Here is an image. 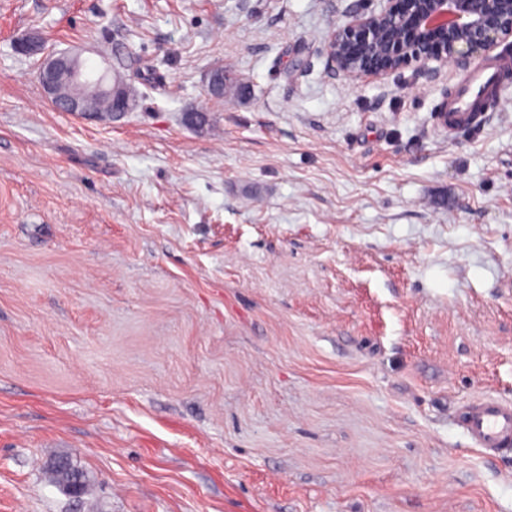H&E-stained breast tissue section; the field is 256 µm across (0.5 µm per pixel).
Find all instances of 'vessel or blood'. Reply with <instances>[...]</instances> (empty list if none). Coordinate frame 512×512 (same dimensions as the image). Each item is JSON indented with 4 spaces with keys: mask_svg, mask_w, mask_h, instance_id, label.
Masks as SVG:
<instances>
[{
    "mask_svg": "<svg viewBox=\"0 0 512 512\" xmlns=\"http://www.w3.org/2000/svg\"><path fill=\"white\" fill-rule=\"evenodd\" d=\"M512 60L494 58L475 66L455 87L444 110L449 130L475 123L489 94L497 87ZM460 423L470 442L484 451L504 454L512 450V401L484 396L466 404Z\"/></svg>",
    "mask_w": 512,
    "mask_h": 512,
    "instance_id": "b4317fda",
    "label": "vessel or blood"
}]
</instances>
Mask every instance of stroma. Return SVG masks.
Segmentation results:
<instances>
[{"label":"stroma","mask_w":512,"mask_h":512,"mask_svg":"<svg viewBox=\"0 0 512 512\" xmlns=\"http://www.w3.org/2000/svg\"><path fill=\"white\" fill-rule=\"evenodd\" d=\"M362 5L0 0V512H512L457 424L512 399V71L448 132L467 68L331 71ZM32 31L135 108L56 111ZM51 472L53 473L56 482L59 485L66 487L67 492L72 496H79V490L77 486L70 485L77 474L81 476L83 488H86V475L82 470L76 468L67 457L56 458L52 463Z\"/></svg>","instance_id":"35a3bbf8"}]
</instances>
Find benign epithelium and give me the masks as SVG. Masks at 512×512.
<instances>
[{
	"instance_id": "obj_1",
	"label": "benign epithelium",
	"mask_w": 512,
	"mask_h": 512,
	"mask_svg": "<svg viewBox=\"0 0 512 512\" xmlns=\"http://www.w3.org/2000/svg\"><path fill=\"white\" fill-rule=\"evenodd\" d=\"M375 8L354 11L329 28L323 44L333 72L351 81L386 76L407 68L431 75L450 65H466L499 42L512 38V0H378ZM38 55L37 78L55 109L80 118L105 120L82 86L96 83L112 97V111L134 106L131 86L109 81L110 68L88 69L84 49L44 51L29 36L19 43Z\"/></svg>"
}]
</instances>
